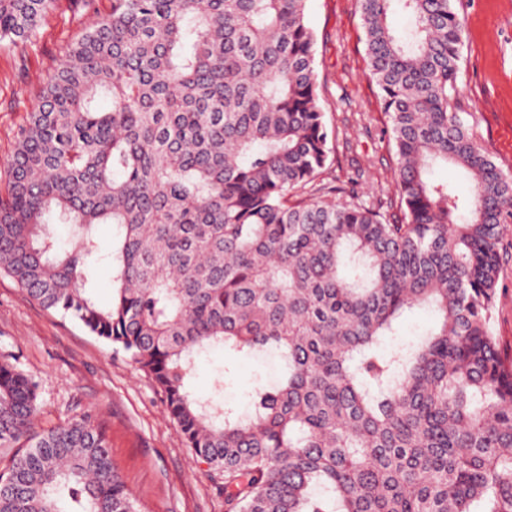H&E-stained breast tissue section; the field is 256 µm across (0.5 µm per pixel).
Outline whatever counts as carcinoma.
Wrapping results in <instances>:
<instances>
[{
    "mask_svg": "<svg viewBox=\"0 0 512 512\" xmlns=\"http://www.w3.org/2000/svg\"><path fill=\"white\" fill-rule=\"evenodd\" d=\"M55 2L0 0V46L33 44ZM308 2L112 0L17 132L0 273L151 378L224 512H512V355L493 330L512 176L456 101L463 17L454 0H357L391 214L354 180L319 182ZM448 164L467 194L432 178ZM99 224L117 227L107 252ZM423 307L426 337L380 352ZM218 349L279 358L247 415L194 394L195 359ZM38 390L0 354V512H138L89 416L38 429ZM93 284L97 301L102 306L112 302V272L105 264L96 266L93 272Z\"/></svg>",
    "mask_w": 512,
    "mask_h": 512,
    "instance_id": "obj_1",
    "label": "carcinoma"
}]
</instances>
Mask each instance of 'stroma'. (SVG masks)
<instances>
[{
    "label": "stroma",
    "mask_w": 512,
    "mask_h": 512,
    "mask_svg": "<svg viewBox=\"0 0 512 512\" xmlns=\"http://www.w3.org/2000/svg\"><path fill=\"white\" fill-rule=\"evenodd\" d=\"M465 20L459 84L463 111L473 113L477 136L492 160L512 176V0H455ZM110 0H58L42 22L38 40L23 48L0 47V178L15 136L42 83L64 51ZM317 36L318 80L326 121L335 132L325 180L360 176L370 196L394 199L396 159L377 88L366 77L357 0H309ZM494 332L512 353V224L505 225ZM0 354L11 355L40 382L41 423L50 426L89 415L105 433L112 460L133 493L139 512H224V494L197 463L170 418L163 395L128 358L31 300L0 276ZM227 365L223 391L213 377ZM277 373L272 357L243 358L215 352L196 359L192 388L220 396L247 411L254 380Z\"/></svg>",
    "instance_id": "1"
}]
</instances>
